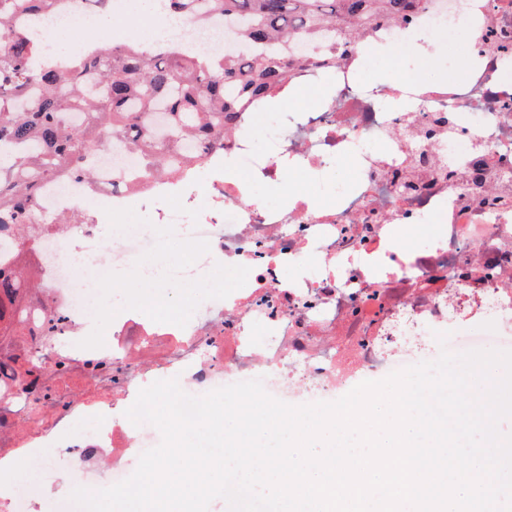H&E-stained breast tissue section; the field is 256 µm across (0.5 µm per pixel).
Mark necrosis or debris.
<instances>
[{"label": "necrosis or debris", "mask_w": 512, "mask_h": 512, "mask_svg": "<svg viewBox=\"0 0 512 512\" xmlns=\"http://www.w3.org/2000/svg\"><path fill=\"white\" fill-rule=\"evenodd\" d=\"M150 30L154 42L185 41L201 55L241 49L220 19L197 30L185 16L158 17ZM440 38L474 66L442 83L402 77L381 89L362 79L347 34H337L335 61L288 75L289 85L329 95L264 128L244 115L207 181L144 182L138 157L115 139L93 154L92 193L79 181L44 185L42 210H69L88 194L96 220L20 243L39 257L41 292L27 335L0 340V359L14 356L17 370L0 382V474L23 459L39 466L24 492L0 483V512H31L57 491L64 452L87 485L119 476L153 435L125 412L160 379L203 395L258 378L298 405L438 357L440 332L455 353L512 349V0H424L409 18L366 29L360 49L420 55ZM446 112L460 114L458 125L435 128ZM341 161L352 180H337ZM288 168L308 191H289L284 205L253 198L254 182L281 188ZM133 206L154 223H126ZM425 224L434 230L422 243H397L400 229ZM174 241L202 252L169 261ZM217 265L245 272L248 288L167 319L132 304L113 311L106 339L80 344L87 281L202 288ZM257 322L272 334L262 346ZM88 411L99 426L72 436Z\"/></svg>", "instance_id": "necrosis-or-debris-1"}]
</instances>
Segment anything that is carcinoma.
Wrapping results in <instances>:
<instances>
[{"mask_svg":"<svg viewBox=\"0 0 512 512\" xmlns=\"http://www.w3.org/2000/svg\"><path fill=\"white\" fill-rule=\"evenodd\" d=\"M422 0H163L170 13L196 22L221 15L241 25L244 54L202 59L176 48L83 44L59 59L41 58L22 17L70 8L76 0H0V229L11 225L21 239L39 212L42 183L72 176L93 182L91 155L121 138L139 155L146 175L179 178L207 165V155L189 154L192 140L224 150L241 103L264 105L288 88V72L317 65L288 54L292 34L311 29L331 36L413 13ZM81 112L70 127L66 116ZM92 213L79 207L58 215L59 224H85ZM33 299L22 269L0 272V335L25 325Z\"/></svg>","mask_w":512,"mask_h":512,"instance_id":"1","label":"carcinoma"}]
</instances>
